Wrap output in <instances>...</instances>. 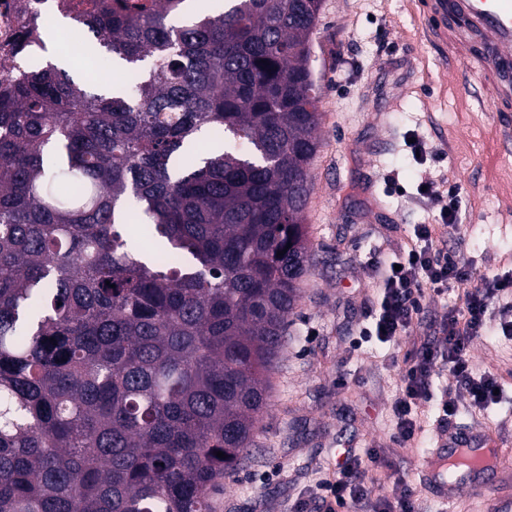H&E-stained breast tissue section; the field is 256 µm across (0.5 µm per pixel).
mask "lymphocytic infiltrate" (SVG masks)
I'll return each instance as SVG.
<instances>
[{"label":"lymphocytic infiltrate","mask_w":512,"mask_h":512,"mask_svg":"<svg viewBox=\"0 0 512 512\" xmlns=\"http://www.w3.org/2000/svg\"><path fill=\"white\" fill-rule=\"evenodd\" d=\"M435 234V225H418L397 262L383 266L373 319L360 332L367 341H400L422 314L426 293L437 294L451 285L464 290L462 308L449 313L442 325L443 345L422 344L402 372V396L393 409L395 438L402 444L416 438L420 424L415 402L428 395L437 367L448 368L456 388L467 393L470 404L485 408L497 403L499 384L490 375L474 376L469 347L494 316L502 334L512 335V276H477L463 254L437 248ZM290 512H417V505L409 493L394 500L376 494L374 481L365 476L361 456L348 448L332 474L318 482L314 493L296 499Z\"/></svg>","instance_id":"lymphocytic-infiltrate-1"}]
</instances>
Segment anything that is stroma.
<instances>
[{"label": "stroma", "instance_id": "1", "mask_svg": "<svg viewBox=\"0 0 512 512\" xmlns=\"http://www.w3.org/2000/svg\"><path fill=\"white\" fill-rule=\"evenodd\" d=\"M310 66L321 120L305 216L317 262L288 319L272 404L215 512H289L342 448L371 452L366 474L377 494L411 492L419 512H491L487 495L467 490L443 504L421 486L418 465L452 428L512 446V338L481 336L470 351L475 373L497 377L500 401L480 410L458 395L453 426L442 427L439 403L455 382L440 368L418 408L423 431L408 446L394 438L392 413L404 358L440 339L441 322L462 305L459 288L428 296L423 319L397 345L352 340L372 319L376 262L398 257L417 225H437L438 247L482 272L512 270V155L499 137L512 115L479 111L461 93L466 68L428 34L420 0H323ZM444 180L458 192L456 230L439 225L447 197L419 193L421 183Z\"/></svg>", "mask_w": 512, "mask_h": 512}]
</instances>
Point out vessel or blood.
Wrapping results in <instances>:
<instances>
[{"mask_svg": "<svg viewBox=\"0 0 512 512\" xmlns=\"http://www.w3.org/2000/svg\"><path fill=\"white\" fill-rule=\"evenodd\" d=\"M430 27L448 43V52L467 67L461 85L467 95L482 92L492 111L512 112V0H423ZM512 467V451L483 435L451 433L448 445L424 458L423 486H439L441 501L461 489L493 491L491 475ZM493 512H512V490L493 491Z\"/></svg>", "mask_w": 512, "mask_h": 512, "instance_id": "vessel-or-blood-1", "label": "vessel or blood"}]
</instances>
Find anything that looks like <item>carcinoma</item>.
<instances>
[{
	"instance_id": "1",
	"label": "carcinoma",
	"mask_w": 512,
	"mask_h": 512,
	"mask_svg": "<svg viewBox=\"0 0 512 512\" xmlns=\"http://www.w3.org/2000/svg\"><path fill=\"white\" fill-rule=\"evenodd\" d=\"M189 9L36 17L101 77L0 89V512H213L270 405L314 261L322 0Z\"/></svg>"
}]
</instances>
